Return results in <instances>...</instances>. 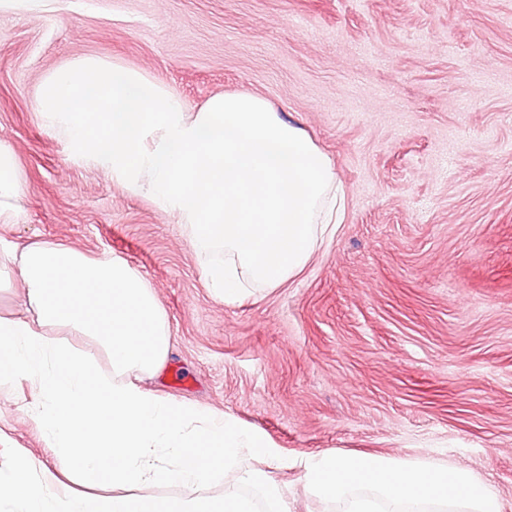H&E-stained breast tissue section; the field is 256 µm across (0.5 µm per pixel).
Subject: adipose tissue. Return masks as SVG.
<instances>
[{"mask_svg": "<svg viewBox=\"0 0 512 512\" xmlns=\"http://www.w3.org/2000/svg\"><path fill=\"white\" fill-rule=\"evenodd\" d=\"M23 198L13 149L0 141V225L17 223ZM5 268L22 312L0 316V387L35 388L28 411L55 464L0 469V500L24 512H288L272 477L281 459L255 432L141 387L168 349L164 310L143 278L120 260L43 240L0 259ZM224 472L234 482L212 491ZM302 479L344 512H501L496 488L471 470L425 459L326 453L304 462Z\"/></svg>", "mask_w": 512, "mask_h": 512, "instance_id": "obj_1", "label": "adipose tissue"}]
</instances>
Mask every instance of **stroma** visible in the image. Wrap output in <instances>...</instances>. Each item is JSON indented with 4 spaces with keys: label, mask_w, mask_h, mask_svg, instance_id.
I'll list each match as a JSON object with an SVG mask.
<instances>
[{
    "label": "stroma",
    "mask_w": 512,
    "mask_h": 512,
    "mask_svg": "<svg viewBox=\"0 0 512 512\" xmlns=\"http://www.w3.org/2000/svg\"><path fill=\"white\" fill-rule=\"evenodd\" d=\"M147 72L190 107L264 98L331 160L341 224L277 288L215 298L175 219L44 127L33 95L77 56ZM25 182L0 253L118 258L154 291L170 353L144 387L223 412L285 466L291 512L322 453L429 458L512 512V0H43L0 12V141ZM0 394V466L54 454Z\"/></svg>",
    "instance_id": "1"
}]
</instances>
